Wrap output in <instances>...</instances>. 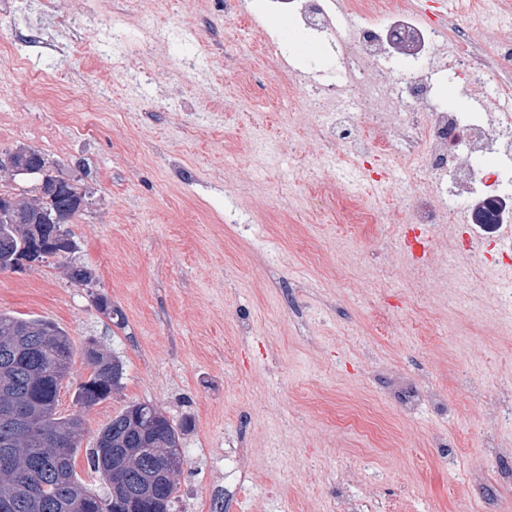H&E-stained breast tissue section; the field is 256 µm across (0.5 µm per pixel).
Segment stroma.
<instances>
[{
  "label": "stroma",
  "instance_id": "35a3bbf8",
  "mask_svg": "<svg viewBox=\"0 0 512 512\" xmlns=\"http://www.w3.org/2000/svg\"><path fill=\"white\" fill-rule=\"evenodd\" d=\"M24 2L17 32L39 30L58 51L26 47L20 65L0 68V85L28 96L0 160L19 145L42 151L89 203L69 223L75 253L0 271V310L51 320L78 351L93 339L124 363L120 389L90 406L75 401L91 372L80 354L62 383L59 411L84 423L80 478L98 486L85 449L145 402L192 421L173 512H342L349 501L360 512H512V288L501 254L471 265L472 227L457 222L435 228L418 260L401 244L403 205L366 163L341 152L325 168L298 166L321 152L317 128L334 119L300 104L339 80L327 36L310 56L290 12L105 0L127 30L150 18L167 35L129 74L107 31L73 42L41 0ZM404 3L420 15L456 6L453 26L479 49L473 68L502 36L483 0ZM56 64L67 71L59 93L94 99L108 86L116 107L63 153L30 132L61 120L31 80ZM240 165L255 169L249 185ZM336 179L377 224L364 231L335 208L308 209ZM242 203L251 223H225ZM74 262L92 283L70 280Z\"/></svg>",
  "mask_w": 512,
  "mask_h": 512
}]
</instances>
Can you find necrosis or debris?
Segmentation results:
<instances>
[{
	"label": "necrosis or debris",
	"instance_id": "4bbe7bcc",
	"mask_svg": "<svg viewBox=\"0 0 512 512\" xmlns=\"http://www.w3.org/2000/svg\"><path fill=\"white\" fill-rule=\"evenodd\" d=\"M42 6L67 30L106 29L115 41L126 38L119 19L102 12L98 0H70L65 9L58 0H42ZM407 36L404 30L367 23L358 27L352 39L337 42L336 55L344 65L345 79L309 99L308 110L321 112L355 98L359 109L372 112L375 121L367 126L346 119L330 137L336 147L362 158L398 150L418 159V174L434 183L437 196L406 198L409 223L426 227L444 217L456 220V208L444 212L436 204L445 197L475 195L499 204L511 203L512 82L490 85L480 73H463L464 59L476 48L458 38L452 39L446 61L423 55L393 60L388 45ZM399 67L414 74L407 86H399L390 78ZM438 71L466 76L481 90L486 111L463 112L435 105L433 76ZM409 103L417 111L407 121L401 114Z\"/></svg>",
	"mask_w": 512,
	"mask_h": 512
}]
</instances>
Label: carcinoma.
Listing matches in <instances>:
<instances>
[{
    "label": "carcinoma",
    "mask_w": 512,
    "mask_h": 512,
    "mask_svg": "<svg viewBox=\"0 0 512 512\" xmlns=\"http://www.w3.org/2000/svg\"><path fill=\"white\" fill-rule=\"evenodd\" d=\"M8 158L47 163L38 150L19 146ZM66 191L46 206L41 197H14V209L0 215V264L19 265L35 249L39 262L62 256L72 233L55 223V213L74 216L86 205V192L75 180L58 176ZM70 279L87 285L94 274L70 265ZM92 368L75 401L90 405L121 387L123 361L102 348H85ZM73 357L70 336L42 318H19L0 311V512H171L176 485L158 490L163 475L175 474L184 460L181 440L187 420L175 424L158 408L134 403L112 416L94 447L85 449L87 464L102 482L116 480L127 490L118 499L100 495L78 476L73 459L79 451L81 420L58 410V396Z\"/></svg>",
    "instance_id": "1"
}]
</instances>
